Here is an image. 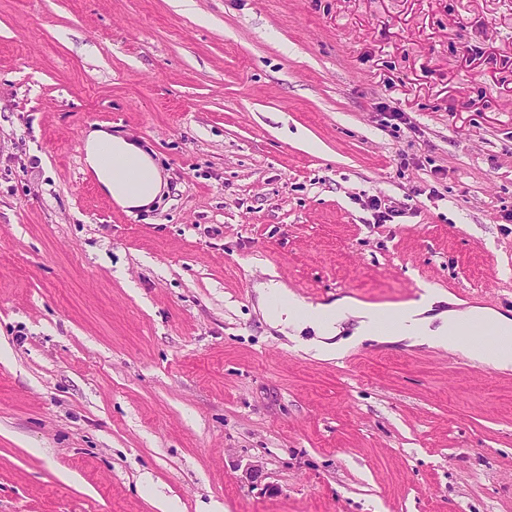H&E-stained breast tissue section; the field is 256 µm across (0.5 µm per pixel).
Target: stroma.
Here are the masks:
<instances>
[{"label":"stroma","mask_w":512,"mask_h":512,"mask_svg":"<svg viewBox=\"0 0 512 512\" xmlns=\"http://www.w3.org/2000/svg\"><path fill=\"white\" fill-rule=\"evenodd\" d=\"M272 275L512 317V0H0V512H512V370L305 354ZM82 163L100 192L128 214L147 210L168 185L160 165L139 143L101 127L84 133Z\"/></svg>","instance_id":"stroma-1"}]
</instances>
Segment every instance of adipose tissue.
I'll return each mask as SVG.
<instances>
[{
	"label": "adipose tissue",
	"mask_w": 512,
	"mask_h": 512,
	"mask_svg": "<svg viewBox=\"0 0 512 512\" xmlns=\"http://www.w3.org/2000/svg\"><path fill=\"white\" fill-rule=\"evenodd\" d=\"M83 170L95 180L100 192L126 213L151 206L167 183L160 165L139 143L100 127L87 129L83 140ZM266 322L294 342L296 349L320 359H333L365 340L405 341L413 346H429L458 352L469 360L512 369V319L472 308L436 312L446 297L437 289L424 287L420 297L400 308L397 327L389 332L380 325L378 308L341 298L327 304H307L281 282L270 279L257 286ZM354 321L351 336L338 333L344 322ZM487 323L501 336L492 346L471 343L461 337L465 325ZM314 330L312 340L300 339L301 331Z\"/></svg>",
	"instance_id": "1"
}]
</instances>
